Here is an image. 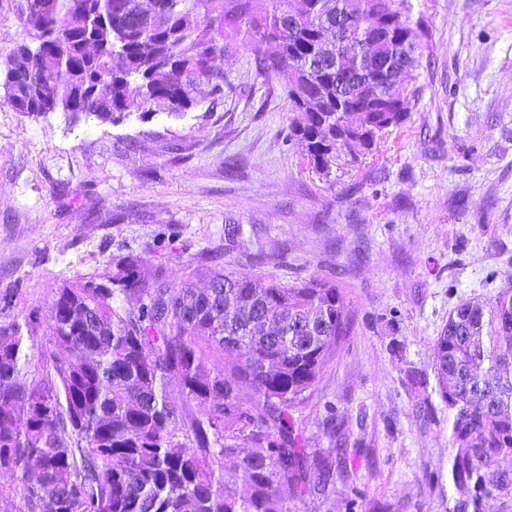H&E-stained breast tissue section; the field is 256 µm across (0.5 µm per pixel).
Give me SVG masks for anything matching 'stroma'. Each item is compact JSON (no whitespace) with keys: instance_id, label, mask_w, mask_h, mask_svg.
Wrapping results in <instances>:
<instances>
[{"instance_id":"stroma-1","label":"stroma","mask_w":512,"mask_h":512,"mask_svg":"<svg viewBox=\"0 0 512 512\" xmlns=\"http://www.w3.org/2000/svg\"><path fill=\"white\" fill-rule=\"evenodd\" d=\"M409 3L425 32L410 110L325 177L289 136L284 76L257 69L265 45L237 44L223 98L176 119L0 104V293L16 310L128 251L171 286L203 259L339 288L348 332L293 414L333 475L290 512H448L431 345L458 304L512 292V0Z\"/></svg>"}]
</instances>
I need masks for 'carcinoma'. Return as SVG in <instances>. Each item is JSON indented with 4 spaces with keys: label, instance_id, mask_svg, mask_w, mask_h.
Masks as SVG:
<instances>
[{
    "label": "carcinoma",
    "instance_id": "obj_1",
    "mask_svg": "<svg viewBox=\"0 0 512 512\" xmlns=\"http://www.w3.org/2000/svg\"><path fill=\"white\" fill-rule=\"evenodd\" d=\"M29 39L0 51V102L38 119L179 118L224 95L227 48L273 44L291 135L326 175L399 125L422 32L405 0H17ZM56 289L40 310L0 294V470L24 512H289L325 489L293 411L349 321L317 278L263 282L203 260L169 286L143 255ZM452 418V512L512 496V293L465 302L433 344ZM233 463L244 490L224 481Z\"/></svg>",
    "mask_w": 512,
    "mask_h": 512
}]
</instances>
